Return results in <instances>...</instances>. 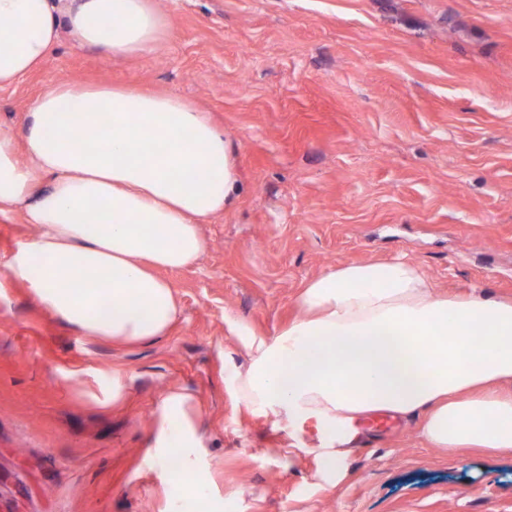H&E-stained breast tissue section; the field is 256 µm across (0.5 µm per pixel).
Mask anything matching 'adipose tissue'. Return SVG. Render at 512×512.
I'll use <instances>...</instances> for the list:
<instances>
[{"mask_svg": "<svg viewBox=\"0 0 512 512\" xmlns=\"http://www.w3.org/2000/svg\"><path fill=\"white\" fill-rule=\"evenodd\" d=\"M165 26L155 0H0V88L38 69L61 34L145 55ZM236 184L223 129L181 97L54 85L33 101L22 139L0 132V217L21 210L39 228L6 258L0 293L27 286L84 336H164L179 306L158 272L199 260L200 225ZM298 304L287 328L253 344L235 391L295 432L313 424L327 469L342 457L337 429L379 410L420 418L434 448L512 450V395L498 390L512 382V300L439 294L410 264L368 262L310 280ZM196 419L189 390L165 393L151 453L173 502L209 497Z\"/></svg>", "mask_w": 512, "mask_h": 512, "instance_id": "1", "label": "adipose tissue"}]
</instances>
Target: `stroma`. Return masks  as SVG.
I'll list each match as a JSON object with an SVG mask.
<instances>
[{
  "label": "stroma",
  "mask_w": 512,
  "mask_h": 512,
  "mask_svg": "<svg viewBox=\"0 0 512 512\" xmlns=\"http://www.w3.org/2000/svg\"><path fill=\"white\" fill-rule=\"evenodd\" d=\"M157 7L170 27L146 55L61 36L0 90V131L22 136L58 82L176 94L223 128L239 187L202 224L199 262L165 274L180 306L167 336H83L26 288L0 294V512H166L148 449L175 386L196 397L223 512H512V453L449 455L416 420L368 414L331 475L314 429L235 396L250 343L329 270L401 258L436 292L512 298V0ZM116 368L131 380L105 406Z\"/></svg>",
  "instance_id": "35a3bbf8"
}]
</instances>
